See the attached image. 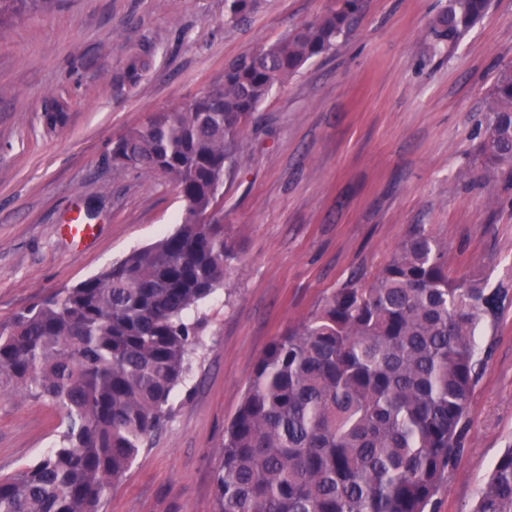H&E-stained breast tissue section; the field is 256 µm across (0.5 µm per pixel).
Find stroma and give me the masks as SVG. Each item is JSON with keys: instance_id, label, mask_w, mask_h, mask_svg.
<instances>
[{"instance_id": "1", "label": "stroma", "mask_w": 512, "mask_h": 512, "mask_svg": "<svg viewBox=\"0 0 512 512\" xmlns=\"http://www.w3.org/2000/svg\"><path fill=\"white\" fill-rule=\"evenodd\" d=\"M445 0H361L350 35L276 86L241 143L209 221L239 259L199 309L201 346L163 427L103 495L99 512H215L224 427L259 358L333 291L369 287L415 225L448 250V275L512 286V162L482 178L475 150L497 72L512 65V0H491L456 46L426 35ZM336 0H50L0 28V323L173 231L183 202L160 175L112 159L152 112L222 82L244 53ZM149 57L136 84L131 57ZM65 103L64 126L44 115ZM93 227L75 245L73 212ZM472 394L463 447L428 512H471L512 445V302ZM63 413L0 396V474L59 439Z\"/></svg>"}]
</instances>
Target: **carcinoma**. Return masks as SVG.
I'll list each match as a JSON object with an SVG mask.
<instances>
[{
  "mask_svg": "<svg viewBox=\"0 0 512 512\" xmlns=\"http://www.w3.org/2000/svg\"><path fill=\"white\" fill-rule=\"evenodd\" d=\"M47 0H0V23ZM235 24L254 0H227ZM490 0H447L432 47L453 44ZM358 0L294 28L224 69L223 82L155 112L113 155L159 173L184 203L175 232L63 288L0 325V395L63 412L59 444L0 476V512H99L107 489L165 421L191 371L202 319L238 259L224 225L201 218L231 176L243 136L272 88L352 29ZM476 147L482 173L512 160V66L497 75ZM512 289L448 278L445 248L419 226L368 288L332 292L259 359L224 429L216 512H426L454 466L468 405ZM473 512H512V446Z\"/></svg>",
  "mask_w": 512,
  "mask_h": 512,
  "instance_id": "obj_1",
  "label": "carcinoma"
}]
</instances>
